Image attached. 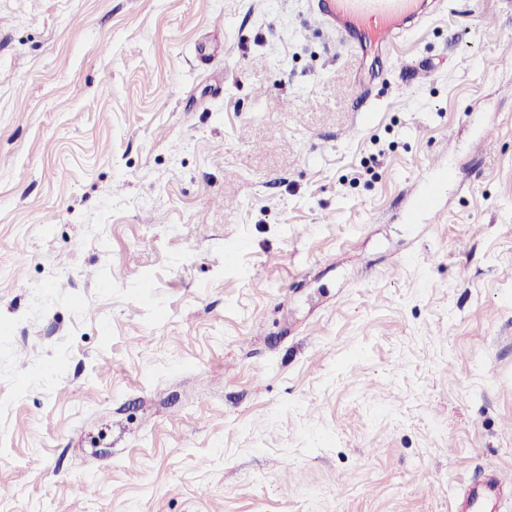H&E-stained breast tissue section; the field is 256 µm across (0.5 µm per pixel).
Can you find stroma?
Returning <instances> with one entry per match:
<instances>
[{"instance_id":"1","label":"stroma","mask_w":512,"mask_h":512,"mask_svg":"<svg viewBox=\"0 0 512 512\" xmlns=\"http://www.w3.org/2000/svg\"><path fill=\"white\" fill-rule=\"evenodd\" d=\"M313 3L0 0V512H512V0ZM421 0H318L320 21L335 28L357 49L362 48L358 35H367L385 47L407 22L418 24L422 15Z\"/></svg>"}]
</instances>
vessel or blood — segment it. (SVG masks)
<instances>
[{"label": "vessel or blood", "mask_w": 512, "mask_h": 512, "mask_svg": "<svg viewBox=\"0 0 512 512\" xmlns=\"http://www.w3.org/2000/svg\"><path fill=\"white\" fill-rule=\"evenodd\" d=\"M317 14L350 43L363 34L388 46L405 23L420 21L422 0H317Z\"/></svg>", "instance_id": "1"}]
</instances>
